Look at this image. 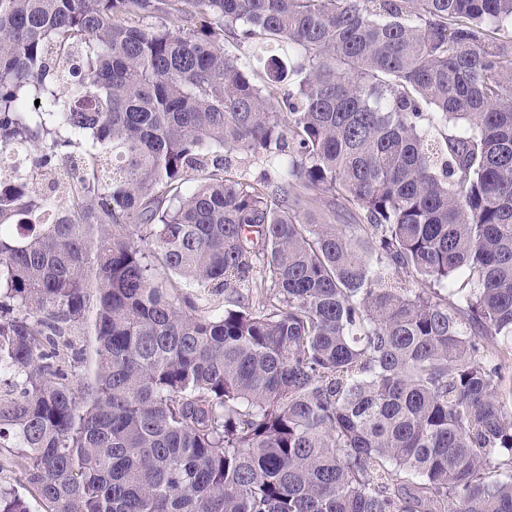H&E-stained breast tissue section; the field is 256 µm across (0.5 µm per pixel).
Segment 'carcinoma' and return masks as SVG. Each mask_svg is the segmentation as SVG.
I'll return each instance as SVG.
<instances>
[{"label":"carcinoma","mask_w":512,"mask_h":512,"mask_svg":"<svg viewBox=\"0 0 512 512\" xmlns=\"http://www.w3.org/2000/svg\"><path fill=\"white\" fill-rule=\"evenodd\" d=\"M16 150L0 512H512V0H0Z\"/></svg>","instance_id":"obj_1"}]
</instances>
